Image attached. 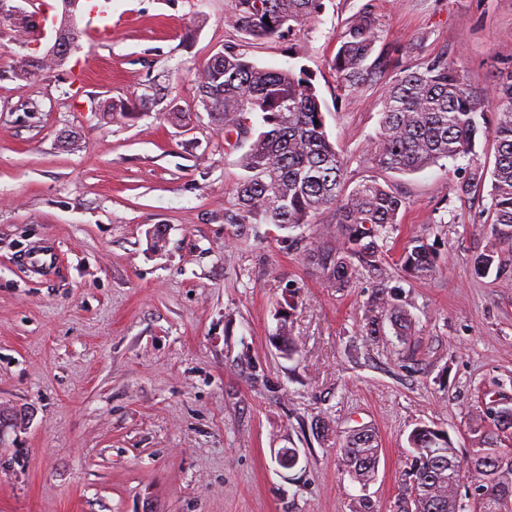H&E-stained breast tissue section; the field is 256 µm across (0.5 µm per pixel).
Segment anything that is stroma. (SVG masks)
<instances>
[{
  "mask_svg": "<svg viewBox=\"0 0 512 512\" xmlns=\"http://www.w3.org/2000/svg\"><path fill=\"white\" fill-rule=\"evenodd\" d=\"M363 7L377 51L445 56L479 88L512 71V0H324L274 39L237 31L231 0H83L79 50L28 80L14 72L52 27L29 43L0 27V408L26 415L0 436V512H352L363 496L392 512L416 426L474 448L492 402L512 403V276L472 271L492 248L512 269V248L488 222L490 185L455 192L492 166L493 143L413 174L376 166L386 86L349 92L329 65ZM229 50L304 71L346 186L375 178L404 198L381 276L339 288L311 259L342 242L332 211L290 229L225 223L249 143L225 145L196 77ZM159 85L160 105L103 116ZM415 238L436 262L422 279L395 263ZM39 245L59 253L55 272L23 267ZM380 288L412 335L384 318L366 334ZM288 294L292 353L276 339ZM357 429L380 448L365 487L338 453ZM283 448L300 449L295 468L276 462Z\"/></svg>",
  "mask_w": 512,
  "mask_h": 512,
  "instance_id": "obj_1",
  "label": "stroma"
}]
</instances>
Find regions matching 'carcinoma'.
Masks as SVG:
<instances>
[{
  "instance_id": "1",
  "label": "carcinoma",
  "mask_w": 512,
  "mask_h": 512,
  "mask_svg": "<svg viewBox=\"0 0 512 512\" xmlns=\"http://www.w3.org/2000/svg\"><path fill=\"white\" fill-rule=\"evenodd\" d=\"M323 7V0H232V18L248 36L282 38L314 21ZM377 39L374 16L358 11L331 62L342 85L353 90L393 73L382 101L376 165L415 173L443 159L467 155L479 136H492L493 168L471 169L456 191L469 195L490 178L492 228L501 243L512 246V74L489 89L475 88L443 56L409 64L404 62L408 51L402 47L387 56L375 54ZM60 65L54 57L32 56L15 76L28 79ZM197 84L200 106L211 124L238 141L250 140L241 157L245 175L236 187L237 211L229 215V223L288 229L309 224L316 214L331 209L335 223L342 225L343 246L318 250L313 258L330 270L336 287L350 284L356 273L354 258L381 269L378 240L394 230L405 201L375 179L345 191L344 161L327 134L311 79L228 52L207 62ZM250 113L258 114L256 129L248 124ZM398 262L406 274L417 278L434 269L430 247L419 238L408 242ZM494 263L495 252L478 255L473 261L475 274H488ZM294 304L290 295L277 312L279 336L290 352L296 350L287 326ZM376 312L368 335L377 334L382 317L390 319L397 334H411V320L389 298L378 297ZM491 417L493 428L480 446L464 455L448 447L447 434L428 426L414 428L408 436L410 463L402 473L396 512H463L458 490L464 479L473 487L472 512H512V448L502 447L500 438L512 423L501 422L496 412ZM339 452L356 481H371L379 463L372 434L356 433Z\"/></svg>"
}]
</instances>
